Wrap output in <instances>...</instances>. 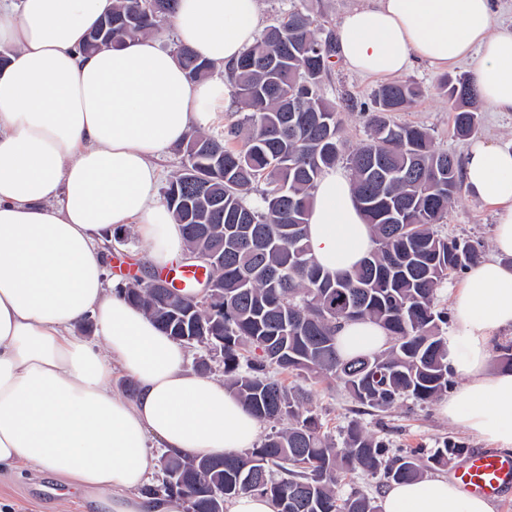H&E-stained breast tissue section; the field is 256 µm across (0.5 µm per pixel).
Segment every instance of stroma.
<instances>
[{
    "mask_svg": "<svg viewBox=\"0 0 512 512\" xmlns=\"http://www.w3.org/2000/svg\"><path fill=\"white\" fill-rule=\"evenodd\" d=\"M366 0H259L262 25L275 23L281 14L293 9L311 13L317 21L318 37L335 35L343 15L350 9L365 4ZM444 73L424 63L416 64L405 78L414 82L420 94L404 111L392 113L397 123H411L429 130L439 149L464 157L466 141L458 139L453 130L452 109L447 97L437 91ZM377 82L360 76L335 61L321 87L323 97L341 110V137L347 147L353 148L367 138L366 118L361 113L362 103L369 101ZM494 214L488 205L459 194L448 208V215L440 224L442 233L479 244L483 253H490ZM110 256L111 277L126 281L128 275H152L146 249L132 229L116 232L107 246ZM286 386L302 389L308 408L316 414L322 430L338 436L343 426L356 420L371 434L383 439L391 448L437 447L452 438L472 451L488 450L461 426L448 423L440 413L438 402L417 405L402 399L384 412H364L349 397L342 384L335 380L317 382L291 375H283ZM0 500L7 502L11 512H86L85 505L65 496V489L52 477L43 473H30L18 478L0 474Z\"/></svg>",
    "mask_w": 512,
    "mask_h": 512,
    "instance_id": "35a3bbf8",
    "label": "stroma"
}]
</instances>
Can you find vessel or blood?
Instances as JSON below:
<instances>
[{
    "label": "vessel or blood",
    "mask_w": 512,
    "mask_h": 512,
    "mask_svg": "<svg viewBox=\"0 0 512 512\" xmlns=\"http://www.w3.org/2000/svg\"><path fill=\"white\" fill-rule=\"evenodd\" d=\"M450 476L462 493L495 499L512 491V456L472 452L451 468Z\"/></svg>",
    "instance_id": "vessel-or-blood-1"
}]
</instances>
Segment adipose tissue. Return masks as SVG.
Masks as SVG:
<instances>
[{
    "label": "adipose tissue",
    "instance_id": "ef3b65f1",
    "mask_svg": "<svg viewBox=\"0 0 512 512\" xmlns=\"http://www.w3.org/2000/svg\"><path fill=\"white\" fill-rule=\"evenodd\" d=\"M113 0H0V469L47 472L94 512H184L152 491L155 449L174 458L232 456L260 422L223 380L192 371L186 345L111 282L105 242L133 228L155 268L186 250L180 224L156 202L158 156L211 123L223 85L187 79L158 34L82 50ZM495 0H374L349 11L336 54L352 71L395 78L423 62L472 60L494 111L512 112V25ZM258 0H179V45L217 67L256 36ZM468 193L494 210L493 249L454 291L448 357L467 381L441 406L449 422L512 452V371L491 369L512 334V146L477 139L465 156ZM308 248L326 271L349 272L374 246L349 177L318 180ZM93 322L95 336L76 329ZM351 359L385 349L369 321L343 323ZM136 387L114 393L116 377ZM381 512H495L445 477L391 484Z\"/></svg>",
    "mask_w": 512,
    "mask_h": 512
}]
</instances>
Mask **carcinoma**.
Here are the masks:
<instances>
[{"label":"carcinoma","instance_id":"obj_1","mask_svg":"<svg viewBox=\"0 0 512 512\" xmlns=\"http://www.w3.org/2000/svg\"><path fill=\"white\" fill-rule=\"evenodd\" d=\"M178 0H115L112 13L89 32L82 47L93 52L124 38L158 30ZM314 17L291 11L263 30L230 69L235 97L245 110L222 135L192 132L182 143L185 163L171 177L166 205L182 225L186 251L224 242V266L203 269L198 291L213 279L224 284V308L198 306L187 319L166 315L165 289L137 278L124 296L173 339L212 343L222 355L226 385L261 421L288 428L266 434L240 456L164 461L163 485L182 497L188 512H224L241 492H256L276 512H379L374 498L346 476L363 471L386 482L421 478L444 469L467 448L450 438L430 451L388 444L352 421L341 444L321 432L304 397L268 375L305 373L333 378L362 408L386 411L403 397L420 403L448 392L447 315L434 305L448 276L482 258L468 240L441 235L436 225L462 189L456 156L436 149L427 129L397 124L420 93L409 82L379 85L366 113L368 139L350 150L340 137L341 111L321 95L336 54L316 35ZM187 77L205 79L213 65L192 50L174 48ZM283 57L278 70L260 61ZM440 90L453 100L454 133L472 134L480 96L465 75L446 76ZM297 99L302 112L290 111ZM344 160L357 204L372 226L375 247L351 273L324 271L308 253L307 216L318 178ZM265 183L262 205L246 202ZM404 256L406 266L393 269ZM378 323L390 346L350 360L336 350L341 323Z\"/></svg>","mask_w":512,"mask_h":512}]
</instances>
